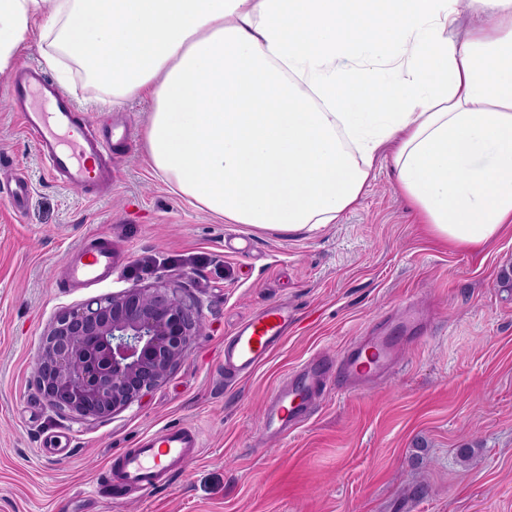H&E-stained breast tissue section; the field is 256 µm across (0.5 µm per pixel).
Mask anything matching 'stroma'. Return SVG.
I'll return each instance as SVG.
<instances>
[{
	"label": "stroma",
	"instance_id": "35a3bbf8",
	"mask_svg": "<svg viewBox=\"0 0 512 512\" xmlns=\"http://www.w3.org/2000/svg\"><path fill=\"white\" fill-rule=\"evenodd\" d=\"M0 82V176L26 178L14 208L0 190V512H512V231L479 251L437 242L377 163L359 203L318 232L227 224L172 192L143 133L153 103L119 104L75 75L79 115L122 134L112 189L53 181ZM98 236L111 276L66 277L72 248ZM181 276L204 327L186 358L129 408L100 420L52 411L35 388L41 336L62 309ZM288 302L293 331L251 378L224 382V338L266 304ZM428 336L404 343L393 376L360 392L329 386L288 438H263L266 399L286 373L336 356L404 306ZM200 455L169 486L111 495V456L173 426ZM471 444L476 454L457 453Z\"/></svg>",
	"mask_w": 512,
	"mask_h": 512
}]
</instances>
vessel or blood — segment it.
Returning a JSON list of instances; mask_svg holds the SVG:
<instances>
[{
  "instance_id": "obj_1",
  "label": "vessel or blood",
  "mask_w": 512,
  "mask_h": 512,
  "mask_svg": "<svg viewBox=\"0 0 512 512\" xmlns=\"http://www.w3.org/2000/svg\"><path fill=\"white\" fill-rule=\"evenodd\" d=\"M11 99L24 132L39 135V147L51 179L77 188H107L112 184L111 132H98L91 120H79L73 100L33 67L14 79ZM68 269L75 283L96 282L112 267V249L88 242L79 245ZM294 311L283 302L266 305L235 327L224 339V379L235 382L252 376L287 339ZM404 339L387 333L344 348L337 368L312 360L270 393L263 415L270 435H287L316 407L333 378L352 389L389 376L398 362ZM202 446L198 432L171 426L144 436L138 447L120 452L111 481L148 493L165 485L196 459Z\"/></svg>"
}]
</instances>
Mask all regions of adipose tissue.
<instances>
[{"instance_id": "adipose-tissue-1", "label": "adipose tissue", "mask_w": 512, "mask_h": 512, "mask_svg": "<svg viewBox=\"0 0 512 512\" xmlns=\"http://www.w3.org/2000/svg\"><path fill=\"white\" fill-rule=\"evenodd\" d=\"M0 0V80L30 38L119 103L154 172L228 224L313 232L388 158L430 233L512 229V0Z\"/></svg>"}]
</instances>
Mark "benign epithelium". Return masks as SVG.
Segmentation results:
<instances>
[{"label":"benign epithelium","mask_w":512,"mask_h":512,"mask_svg":"<svg viewBox=\"0 0 512 512\" xmlns=\"http://www.w3.org/2000/svg\"><path fill=\"white\" fill-rule=\"evenodd\" d=\"M201 329L182 288L134 282L55 315L39 343L36 389L60 414L107 418L163 382Z\"/></svg>","instance_id":"obj_1"}]
</instances>
